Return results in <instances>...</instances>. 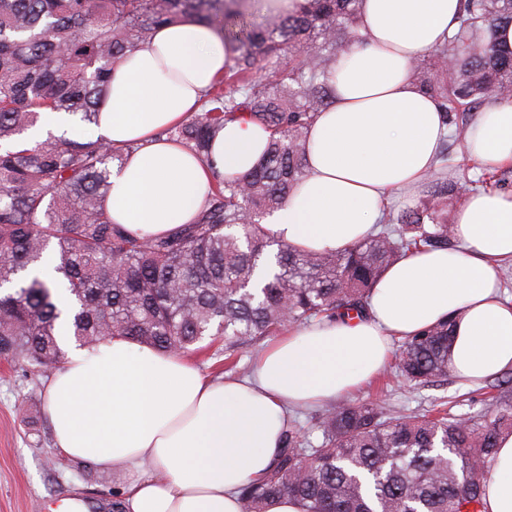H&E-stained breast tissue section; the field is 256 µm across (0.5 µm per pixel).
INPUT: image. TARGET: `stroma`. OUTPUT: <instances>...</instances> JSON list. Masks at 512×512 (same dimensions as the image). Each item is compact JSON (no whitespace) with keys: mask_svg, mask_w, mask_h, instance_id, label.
Returning <instances> with one entry per match:
<instances>
[{"mask_svg":"<svg viewBox=\"0 0 512 512\" xmlns=\"http://www.w3.org/2000/svg\"><path fill=\"white\" fill-rule=\"evenodd\" d=\"M53 367L32 369L27 363L0 357V512H111L112 497L121 487L109 472L58 454L42 412L45 385ZM456 376L447 382L414 386L379 373L353 391L352 399H379L387 409L409 415L452 401L456 413L484 410L483 401H463L476 391Z\"/></svg>","mask_w":512,"mask_h":512,"instance_id":"1","label":"stroma"}]
</instances>
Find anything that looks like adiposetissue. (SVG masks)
Masks as SVG:
<instances>
[{"instance_id": "adipose-tissue-1", "label": "adipose tissue", "mask_w": 512, "mask_h": 512, "mask_svg": "<svg viewBox=\"0 0 512 512\" xmlns=\"http://www.w3.org/2000/svg\"><path fill=\"white\" fill-rule=\"evenodd\" d=\"M460 0H363L359 39L333 65L335 97L309 129L308 173L266 229L306 251L363 239L394 200L413 204L446 135L413 63L452 31ZM204 24L157 31L116 67L98 124L84 139L134 143L112 171L107 207L134 234H166L194 220L215 173L240 175L270 133L235 118L202 160L162 138L200 105L230 64ZM469 158L512 164V100L479 112ZM457 247L407 254L377 280L364 319L289 329L248 377L212 379L187 359L122 337L70 349L45 386L43 413L61 456L122 474L126 512H240L238 490L263 477L282 446L288 411L324 405L375 376L391 339L454 321L450 367L479 383L512 370V301L499 271L512 261V194L478 191L457 206ZM486 512H512V433L502 434L485 488Z\"/></svg>"}]
</instances>
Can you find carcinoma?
I'll list each match as a JSON object with an SVG mask.
<instances>
[{"mask_svg": "<svg viewBox=\"0 0 512 512\" xmlns=\"http://www.w3.org/2000/svg\"><path fill=\"white\" fill-rule=\"evenodd\" d=\"M363 0H304L299 11L244 22L238 0H0V355L35 367L61 363L69 326L84 347L122 336L185 355L221 340L224 371L236 355L289 325L366 313L371 289L414 250L456 246L448 205L499 186L496 171H472L443 152L427 178V200L390 211L343 251L309 253L275 240L259 218L288 203L306 176L308 130L333 102L337 53L356 41ZM190 19L230 44L232 65L166 140L206 158L224 121L246 116L270 130L261 161L243 175L216 174L194 221L165 235L112 223V168L132 144L48 136L20 141L40 112L96 122L108 79L125 54L157 29ZM512 24V0H463L457 27L414 65L419 88L440 103L453 140L467 112L512 99V47L496 41ZM288 64H283V57ZM453 65L451 78L444 77ZM453 168L457 177H444ZM452 320L399 340L390 373L415 386L451 372ZM485 412L453 406L397 415L371 399L324 411L314 441L288 420L272 469L240 490L241 512H265L282 496L305 512H485L497 440L512 433V376Z\"/></svg>", "mask_w": 512, "mask_h": 512, "instance_id": "cac0c4a2", "label": "carcinoma"}]
</instances>
